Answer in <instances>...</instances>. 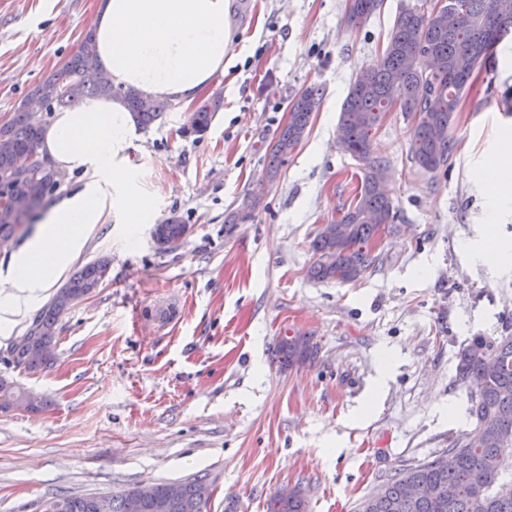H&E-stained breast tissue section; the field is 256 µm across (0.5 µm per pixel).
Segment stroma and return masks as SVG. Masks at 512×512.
Returning a JSON list of instances; mask_svg holds the SVG:
<instances>
[{
	"label": "stroma",
	"instance_id": "1",
	"mask_svg": "<svg viewBox=\"0 0 512 512\" xmlns=\"http://www.w3.org/2000/svg\"><path fill=\"white\" fill-rule=\"evenodd\" d=\"M383 0L348 30L347 0H234L232 43L212 86L224 97L203 135L174 105L130 151L149 196L148 224L96 225L76 266L110 272L61 315L49 363L9 364L8 346L38 308L0 329V377L44 398L0 412V512H39L55 495H112L159 480H207V512H266L284 489L309 512H357L395 472L433 459L473 431L456 355L474 336H512V194L485 196L483 176L512 132V34L478 67L450 129L447 166L421 171L413 121L392 111L372 148L391 165L398 218L379 233L381 264L358 280L316 281L311 242L361 181L337 145L354 75L376 64L404 6ZM95 0H0V118L75 53ZM325 94L274 180L268 151L299 90ZM251 216L226 228L245 196ZM178 212L190 231L159 250L152 226ZM180 301L169 327L156 307ZM311 337L306 363L275 357Z\"/></svg>",
	"mask_w": 512,
	"mask_h": 512
}]
</instances>
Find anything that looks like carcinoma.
I'll use <instances>...</instances> for the list:
<instances>
[{
    "instance_id": "cac0c4a2",
    "label": "carcinoma",
    "mask_w": 512,
    "mask_h": 512,
    "mask_svg": "<svg viewBox=\"0 0 512 512\" xmlns=\"http://www.w3.org/2000/svg\"><path fill=\"white\" fill-rule=\"evenodd\" d=\"M456 8L436 15L421 11L417 5L404 8L395 18L392 32L377 65L357 72L351 81L339 113L343 151L354 157L363 172L360 190L353 203L333 222L323 225L311 243L315 260L310 276L316 280L342 283L357 280L379 263L374 241L384 224L397 218L384 187L372 178L375 171L389 172L388 160L372 149L371 134L395 104L405 114L416 118L411 135V158L418 168L435 172L445 165L453 143L448 135L461 99L470 81L458 76L468 54L479 57L478 64L493 56L494 47L512 32V16L497 11L496 0H454ZM381 0H349L347 11L358 13L360 28L380 8ZM430 53L436 77L442 87L431 91L423 73L415 65ZM97 44L94 31L85 33L79 50L58 70L44 77L31 91L40 100L44 113L35 115L22 107L0 124V177L8 174L24 194V204L38 212L57 189L47 173L39 176L21 174L16 163L22 155L40 146L48 116L60 109L73 108L98 96L121 99L131 111L140 129H148L172 109L168 100L145 97L135 91L99 81L95 73ZM324 89L316 84L303 87L290 107L283 126L268 152L266 177H276L288 155L302 140L311 115L323 99ZM224 106L222 94L205 100L193 113L196 134L205 133ZM28 229L25 218L11 212L0 214V238H17ZM187 224L173 211L154 228L153 239L159 249L177 247L186 237ZM109 261L105 258L78 269L56 297L33 320L31 328L43 333L34 337L28 350L8 353L16 367L35 371L50 360L56 325L61 314L84 298L105 280ZM309 336L282 339L278 356L289 365L305 362L312 354ZM457 377L477 385V394L469 397L467 413L475 424L471 437L457 439L450 451L457 465L450 469L436 457L405 468L366 497L359 512H512V336L489 340L474 336L459 353ZM16 396L27 409H39L44 400L0 377V392ZM497 461L489 469L484 461ZM421 483L431 488L425 499L408 495V485ZM155 494L144 497L140 486L109 496L110 512H201V504L210 497L208 483L193 478L179 483L180 493L165 510L157 508L167 500L165 481L154 483ZM454 494L448 495V488ZM63 512H94V497L63 496ZM268 512H306L299 491L273 495Z\"/></svg>"
}]
</instances>
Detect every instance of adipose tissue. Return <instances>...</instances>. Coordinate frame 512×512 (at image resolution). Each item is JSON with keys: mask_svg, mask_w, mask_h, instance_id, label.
<instances>
[{"mask_svg": "<svg viewBox=\"0 0 512 512\" xmlns=\"http://www.w3.org/2000/svg\"><path fill=\"white\" fill-rule=\"evenodd\" d=\"M232 0H97L92 26L101 69L117 86L191 104L224 71ZM137 127L111 97L54 113L41 150L78 185L46 212L12 259L0 294V326L30 309L68 271L87 234L112 214L146 224L150 200L129 159Z\"/></svg>", "mask_w": 512, "mask_h": 512, "instance_id": "ef3b65f1", "label": "adipose tissue"}]
</instances>
